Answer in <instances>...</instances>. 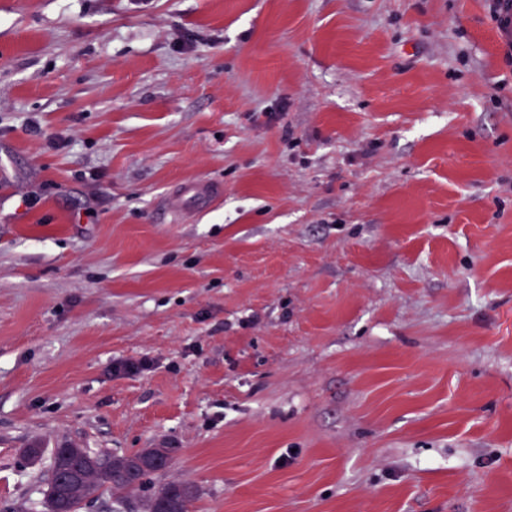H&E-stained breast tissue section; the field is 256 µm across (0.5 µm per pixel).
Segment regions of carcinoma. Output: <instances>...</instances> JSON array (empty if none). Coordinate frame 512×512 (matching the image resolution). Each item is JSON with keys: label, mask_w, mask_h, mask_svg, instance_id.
<instances>
[{"label": "carcinoma", "mask_w": 512, "mask_h": 512, "mask_svg": "<svg viewBox=\"0 0 512 512\" xmlns=\"http://www.w3.org/2000/svg\"><path fill=\"white\" fill-rule=\"evenodd\" d=\"M172 449L146 448L130 455L92 452L86 448H54L51 477L43 491V512H83L110 484L117 507L140 512H189L197 498L195 485L172 481L154 488L149 476L169 462Z\"/></svg>", "instance_id": "cac0c4a2"}]
</instances>
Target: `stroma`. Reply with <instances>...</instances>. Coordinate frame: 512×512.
<instances>
[{
	"mask_svg": "<svg viewBox=\"0 0 512 512\" xmlns=\"http://www.w3.org/2000/svg\"><path fill=\"white\" fill-rule=\"evenodd\" d=\"M64 444L190 512H512L491 0H0V512ZM224 192L221 185L209 180H195L188 182L178 192L172 201L174 210H183L188 202H193L195 206H203L206 203Z\"/></svg>",
	"mask_w": 512,
	"mask_h": 512,
	"instance_id": "obj_1",
	"label": "stroma"
}]
</instances>
